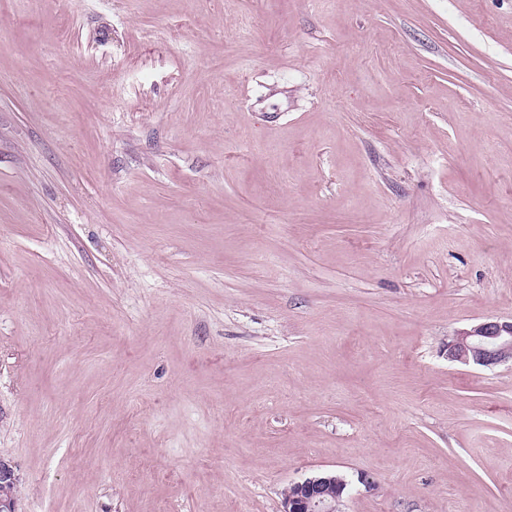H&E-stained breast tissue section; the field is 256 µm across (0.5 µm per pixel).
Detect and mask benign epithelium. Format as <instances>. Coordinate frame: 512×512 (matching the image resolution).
Segmentation results:
<instances>
[{"label":"benign epithelium","instance_id":"obj_1","mask_svg":"<svg viewBox=\"0 0 512 512\" xmlns=\"http://www.w3.org/2000/svg\"><path fill=\"white\" fill-rule=\"evenodd\" d=\"M448 359L492 368L512 363V320H489L459 331L448 344ZM345 481L325 473L291 484L279 512H340Z\"/></svg>","mask_w":512,"mask_h":512}]
</instances>
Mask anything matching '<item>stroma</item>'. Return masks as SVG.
Returning <instances> with one entry per match:
<instances>
[{
  "label": "stroma",
  "mask_w": 512,
  "mask_h": 512,
  "mask_svg": "<svg viewBox=\"0 0 512 512\" xmlns=\"http://www.w3.org/2000/svg\"><path fill=\"white\" fill-rule=\"evenodd\" d=\"M496 318L512 0H0L18 512H512ZM448 358L487 368L512 363V320H489L460 330L448 344ZM343 479L325 473L291 484L282 496L279 512H340L346 485Z\"/></svg>",
  "instance_id": "35a3bbf8"
}]
</instances>
